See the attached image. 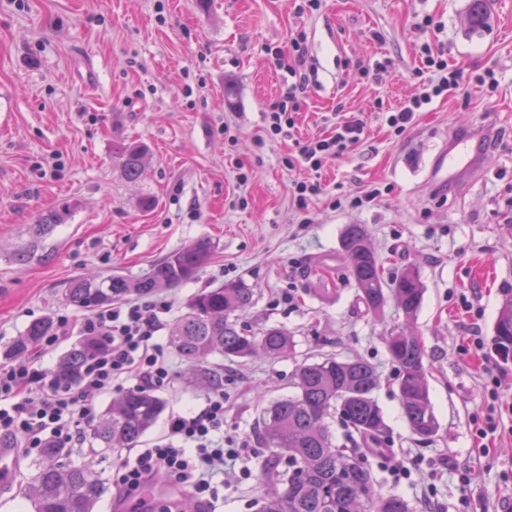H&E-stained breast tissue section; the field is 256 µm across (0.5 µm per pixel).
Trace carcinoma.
Here are the masks:
<instances>
[{
	"label": "carcinoma",
	"mask_w": 512,
	"mask_h": 512,
	"mask_svg": "<svg viewBox=\"0 0 512 512\" xmlns=\"http://www.w3.org/2000/svg\"><path fill=\"white\" fill-rule=\"evenodd\" d=\"M147 150L138 143L116 147V158L125 179L138 180ZM69 208L51 210L35 225L36 237L62 223ZM348 274L357 302L375 316L393 300L403 325L385 337L396 367L395 383L403 416L413 435L423 441L435 437L439 423L434 414L427 381L428 367L421 338L410 331L425 295L419 271L408 266L385 275L378 254L360 224H348L341 238ZM211 254L210 242L200 240L157 261L138 279L121 274L72 279L61 296L76 309L93 312L118 303L132 294L150 295L173 288L195 276ZM255 304L254 289L243 281L205 289L192 296L186 311L175 321L169 343L205 384H224L223 365L209 356L229 361L255 356L276 359L294 348V336L283 327L256 333L238 325L237 314ZM52 331V321L30 323L20 336L5 345L4 355L25 354ZM99 338L75 342L51 371L57 388L78 385L83 365L103 347ZM492 346L503 361L512 359V289L502 292ZM380 385L376 368L359 356L340 359L325 355L299 364L293 375V392L271 402L262 411L259 437L277 452L270 464L267 487L258 512H411L407 501L376 489L378 481L369 455L388 446L389 425L375 392ZM165 410V401L148 391L130 389L112 399L89 431L91 444L100 448H136ZM339 423L349 440L360 439L365 449L336 443L331 423ZM33 478L29 499L33 512H94L108 492L101 473L88 464L65 460L64 451L50 446L31 463Z\"/></svg>",
	"instance_id": "1"
}]
</instances>
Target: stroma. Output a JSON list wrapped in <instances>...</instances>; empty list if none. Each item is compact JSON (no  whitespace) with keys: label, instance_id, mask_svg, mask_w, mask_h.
Wrapping results in <instances>:
<instances>
[{"label":"stroma","instance_id":"1","mask_svg":"<svg viewBox=\"0 0 512 512\" xmlns=\"http://www.w3.org/2000/svg\"><path fill=\"white\" fill-rule=\"evenodd\" d=\"M472 0H323L298 15L297 0H0V346L33 320L83 311L63 303L67 281L83 274H146L169 253L210 241L196 277L151 294L170 306L160 331L199 291L244 280L256 303L239 323L280 326L295 349L277 360L224 364L225 433L261 448L250 479L224 490V512H257L265 460L256 418L290 393L298 362L323 354H360L381 375L376 393L390 426L386 454L373 458L381 492L413 512H501L512 501V388L502 390V433L481 438L491 379L512 381V361L491 338L501 291L512 288V0H483V23L469 21ZM431 16L437 31L415 23ZM301 39L316 69L290 136L273 139L264 114L279 98L283 73L270 54ZM443 44L449 66L482 73L495 92L470 82L419 112L397 137L373 118L401 105L420 78L416 51ZM385 57L379 80H360L356 65ZM340 112L369 117L365 139L329 159L324 192L301 223L289 167L299 142L329 134ZM494 125L480 153L483 172L447 186L431 181L434 158L459 131ZM138 141L149 149L138 182H127L113 153ZM247 174L240 186L238 174ZM382 188L370 208L337 210L332 196ZM155 205L142 211L139 200ZM74 204L65 223L41 239L32 227L45 212ZM362 225L391 269L416 266L426 288L414 323L430 368L439 431L412 435L402 415L395 368L382 341L399 316L358 304L340 251L346 225ZM28 251L26 262L14 259ZM293 293V302L282 299ZM174 376L158 391L167 411L198 404L207 387L170 357ZM448 467H441L443 459ZM410 470L398 480L394 463ZM31 461L15 457L0 485V512H30ZM470 484H463V473Z\"/></svg>","mask_w":512,"mask_h":512}]
</instances>
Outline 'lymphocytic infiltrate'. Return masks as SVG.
<instances>
[{
    "label": "lymphocytic infiltrate",
    "mask_w": 512,
    "mask_h": 512,
    "mask_svg": "<svg viewBox=\"0 0 512 512\" xmlns=\"http://www.w3.org/2000/svg\"><path fill=\"white\" fill-rule=\"evenodd\" d=\"M285 77L279 100L264 115L270 136L286 134L295 125L307 89L315 75L301 45L292 53L271 52ZM427 81L419 83L414 94L397 109L379 112V120L394 134L412 127L417 112L435 99L460 88L465 80L461 68H449L441 46L424 41L418 52ZM366 124L356 116H341L333 134L317 136L300 143L296 162L307 170L320 171L327 157L347 156L365 137ZM165 302L132 301L106 307L81 320L58 316L50 336L41 342L50 350L64 338L103 336L105 349L85 363L77 390L54 389L38 378L31 362L19 361L0 366V437L14 440L23 456L41 454L53 444L73 448L82 444L87 427L97 417L93 399L121 389L134 381L136 388L157 390L167 386L173 369L164 345L158 339ZM224 392L208 393L201 405L189 412L174 414L166 433L146 448L136 449L132 458L115 469L113 482L123 497L138 494L158 475L181 485L207 506L224 498V478L236 473L249 479L247 457L257 451L224 434Z\"/></svg>",
    "instance_id": "1"
}]
</instances>
